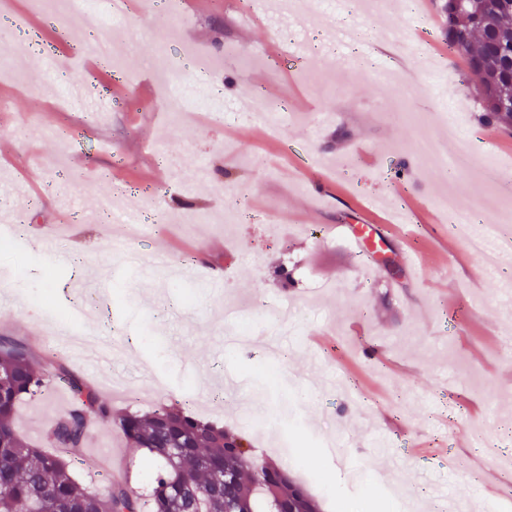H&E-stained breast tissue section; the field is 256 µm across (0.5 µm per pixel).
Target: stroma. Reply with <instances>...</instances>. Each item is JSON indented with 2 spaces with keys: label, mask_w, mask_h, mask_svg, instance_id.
Listing matches in <instances>:
<instances>
[{
  "label": "stroma",
  "mask_w": 512,
  "mask_h": 512,
  "mask_svg": "<svg viewBox=\"0 0 512 512\" xmlns=\"http://www.w3.org/2000/svg\"><path fill=\"white\" fill-rule=\"evenodd\" d=\"M442 0H393L384 13L373 0H314L304 17L281 20L277 0L259 17L245 0L182 4L178 21L162 23L130 0L121 23L107 29L112 57L97 66L75 57L72 39L88 34L72 21L69 40L54 24L13 0L23 26L53 43L49 64L24 43L18 76L0 73V220L63 223L76 212V234L58 232L0 243V336L26 344L48 370L59 368L95 388L116 411L146 413L174 401L197 417L248 435L255 454L288 467L322 512H390L398 496L418 512H488L481 485L492 491L512 469L482 458L461 438L458 465L443 476L447 499L422 484L411 460L390 467L401 437H444L445 420L482 424L485 435L512 452V299L502 277L489 274L465 240L432 235L448 217L434 202L454 194L477 225L500 221L502 196L486 169H512V133L481 121L483 106L470 75L443 39ZM299 47L303 61L286 71L252 46ZM224 56L215 80L184 70L188 101L178 120L147 107L161 91L173 56ZM290 103L279 138L248 129L243 90ZM221 125H212V113ZM462 132L470 163L456 175L417 158L413 135ZM369 146L402 178L384 181L358 154ZM319 153L321 169L302 171L295 154ZM194 189L172 193V183ZM379 221L399 213L417 226L416 241L379 238L356 249L336 224L357 223L363 209ZM139 210L152 221L129 244L144 264L123 273L112 250L121 225L112 216ZM204 223L190 228L192 216ZM420 267L406 266L404 250ZM458 260L444 280L439 255ZM169 272L150 264L158 254ZM292 269L288 288L273 276ZM102 280L74 294L67 279ZM238 304L269 343L264 371L225 345L224 307ZM285 305L287 322L268 317ZM74 328L108 340L111 363L88 368L52 329L59 312ZM71 401L51 383L37 399L19 402L21 434L43 443ZM276 407L292 428H259ZM348 445L346 454L332 444ZM142 450L128 447L112 424L90 431L75 473L91 491L114 479L147 491L152 471Z\"/></svg>",
  "instance_id": "1"
}]
</instances>
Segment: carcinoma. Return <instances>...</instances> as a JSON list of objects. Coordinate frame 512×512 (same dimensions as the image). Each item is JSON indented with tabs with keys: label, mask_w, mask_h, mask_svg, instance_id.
Instances as JSON below:
<instances>
[{
	"label": "carcinoma",
	"mask_w": 512,
	"mask_h": 512,
	"mask_svg": "<svg viewBox=\"0 0 512 512\" xmlns=\"http://www.w3.org/2000/svg\"><path fill=\"white\" fill-rule=\"evenodd\" d=\"M481 21L442 6L448 52L465 59L473 82L484 85L485 116L512 125V0H478ZM69 386L72 402L54 419L38 448L15 427L18 402L52 378ZM117 425L135 448L158 463L152 512H317L305 487L244 448V436L200 420L177 403L148 413L116 414L99 394L61 371L39 366L27 346L0 337V512H142L139 496L116 482L104 494L84 488L71 469L94 420Z\"/></svg>",
	"instance_id": "1"
}]
</instances>
